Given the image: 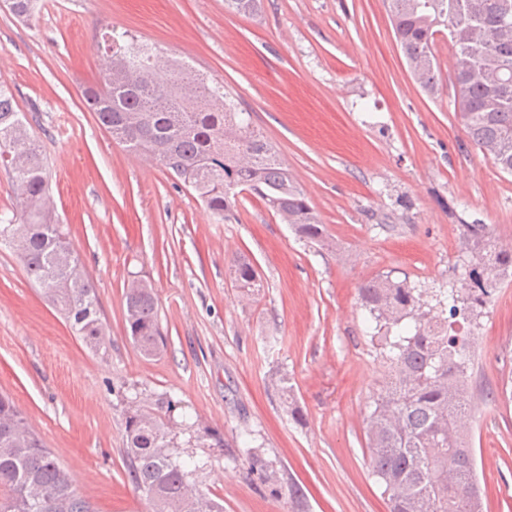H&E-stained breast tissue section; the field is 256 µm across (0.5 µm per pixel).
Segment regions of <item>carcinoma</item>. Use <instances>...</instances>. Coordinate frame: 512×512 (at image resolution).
Listing matches in <instances>:
<instances>
[{"label":"carcinoma","instance_id":"1","mask_svg":"<svg viewBox=\"0 0 512 512\" xmlns=\"http://www.w3.org/2000/svg\"><path fill=\"white\" fill-rule=\"evenodd\" d=\"M262 0H224L228 9L256 14ZM11 13L36 19L37 0H9ZM394 35L421 87L438 90L436 37L455 22L449 38L457 50L469 49L475 68L461 82L454 99L470 142L489 156L499 172L512 175V30L487 48L472 44L475 30L512 26V0H390ZM108 64L96 83L84 90L100 124L132 153L155 158L172 176L192 189L215 215L235 204L234 192L246 190L280 216L298 237L322 243L326 229L306 201L278 153L260 129L230 104L224 85L195 75L196 97L182 93L188 73L171 59L157 70L151 55L132 36L102 33ZM0 166L8 172L16 216L25 231L18 256L30 281L92 348L104 344L107 330L93 284L85 275L54 210L48 159L29 129L12 93L0 84ZM465 249L471 254L466 287L435 293L408 279L382 276L360 289L362 307L374 326L371 342L388 365L390 385L372 400L366 417L371 473L387 495L390 512H416L421 498L431 512H482L475 450L462 417L468 411L467 380L471 356L464 326H474L498 285L512 276V248L496 241L484 224L464 225ZM238 287L259 291L253 265L232 264ZM128 336L139 353H161L165 339L153 288L126 289ZM279 392L291 418L304 420L295 404L288 376ZM24 416L13 399L0 393V512H93L68 472L33 432L14 434ZM167 423L154 413L134 410L125 420L123 448L129 477L151 512H224L218 497L202 493L193 482L200 470L194 457L173 452ZM250 470L264 483L277 484L273 463L249 453Z\"/></svg>","mask_w":512,"mask_h":512}]
</instances>
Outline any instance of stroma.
<instances>
[{
    "mask_svg": "<svg viewBox=\"0 0 512 512\" xmlns=\"http://www.w3.org/2000/svg\"><path fill=\"white\" fill-rule=\"evenodd\" d=\"M38 21L0 8V82L49 162L55 213L97 289L108 328L88 347L0 244V393L67 469L96 512H148L126 475L125 417L174 426L180 455L204 465L200 490L224 512H389L370 472L365 418L389 380L361 286L383 274L460 288L464 227L512 239V176L472 145L454 107L453 48L438 37L441 84L423 90L389 0H42ZM131 32L223 82L274 145L326 227L299 239L256 197L229 219L159 164L143 167L85 102L102 68L103 26ZM256 269L243 300L230 262ZM151 281L167 346L143 357L124 292ZM470 426L483 512H512V278L469 331ZM288 374L304 423L276 386ZM224 440L212 445L213 436ZM257 449L304 497L249 471Z\"/></svg>",
    "mask_w": 512,
    "mask_h": 512,
    "instance_id": "35a3bbf8",
    "label": "stroma"
}]
</instances>
